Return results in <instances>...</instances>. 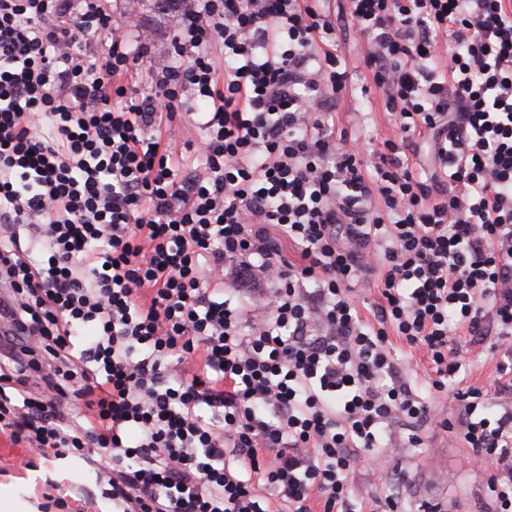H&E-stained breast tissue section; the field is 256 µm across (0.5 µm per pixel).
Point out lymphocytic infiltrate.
<instances>
[{"label":"lymphocytic infiltrate","mask_w":512,"mask_h":512,"mask_svg":"<svg viewBox=\"0 0 512 512\" xmlns=\"http://www.w3.org/2000/svg\"><path fill=\"white\" fill-rule=\"evenodd\" d=\"M138 5L0 0V434L94 464L114 512H355L361 453L431 423L512 512V384L454 383L457 330L512 337V0H179L161 55ZM345 26L369 154L336 127ZM339 50L342 54L347 55L356 66H360L357 72H353L351 79L355 83H360L359 79H363V75H366L365 69L361 67L364 44L351 28H347L345 36L341 39ZM357 95L360 99L359 101L345 93L336 99V127L340 130L345 127L348 128V132L352 133V137L355 135V137L359 138L367 150L378 149L382 133L385 130V115L381 100L378 95L371 94L369 98L370 104L366 99L362 100L360 98L359 90ZM364 103H367L366 107H363ZM355 106L364 108L365 112H369L372 109L373 114L362 125H353L351 120L354 116L352 110ZM201 135L202 131L190 124L172 127L167 133V138L172 142V146L175 147V151L178 152L179 158L181 160L183 159V163L187 169H189V167H196L200 162V158H196V155L187 150L185 146L188 141L198 140ZM395 363L403 371V376L410 382L412 389L425 400L431 401L433 392L429 388L428 362L425 352L419 348H409L401 341H392Z\"/></svg>","instance_id":"f902f5d3"}]
</instances>
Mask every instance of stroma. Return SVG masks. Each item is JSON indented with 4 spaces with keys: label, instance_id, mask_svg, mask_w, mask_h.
<instances>
[{
    "label": "stroma",
    "instance_id": "1",
    "mask_svg": "<svg viewBox=\"0 0 512 512\" xmlns=\"http://www.w3.org/2000/svg\"><path fill=\"white\" fill-rule=\"evenodd\" d=\"M142 26L154 34L153 50L165 52L178 27V12L170 0H140ZM355 99L344 94L336 100V126L349 128L366 149L379 148L385 129V115L380 99H372V113L362 124H353ZM468 334H460L461 346L470 347L467 381L489 386L498 378V367L512 357V338L496 346H470ZM393 357L412 389L424 399H432L428 362L425 352L403 342L393 344ZM420 447L407 445V432L393 428L395 450L367 459L356 468L352 482L361 491L359 512H384L387 498H394V512H423L434 505L447 512H491L493 502L487 489L488 474L470 465V448L459 435L434 425L420 426ZM54 481L62 491L75 492L96 487V473L85 461L69 456L46 460L33 459L29 449L0 437V492L16 494L24 512H41L42 494L47 481Z\"/></svg>",
    "mask_w": 512,
    "mask_h": 512
}]
</instances>
